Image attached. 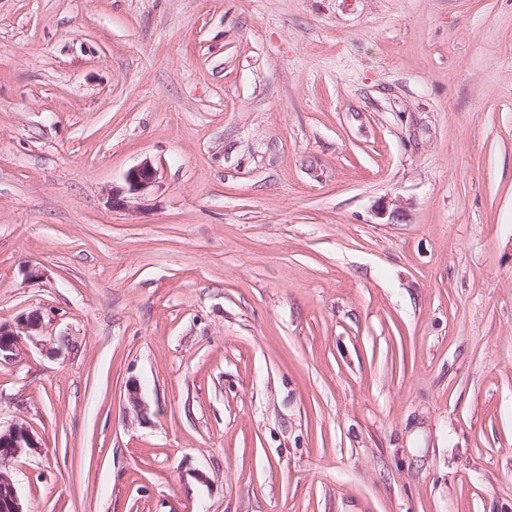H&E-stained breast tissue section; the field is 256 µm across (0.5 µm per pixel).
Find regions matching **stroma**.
<instances>
[{
	"instance_id": "stroma-1",
	"label": "stroma",
	"mask_w": 512,
	"mask_h": 512,
	"mask_svg": "<svg viewBox=\"0 0 512 512\" xmlns=\"http://www.w3.org/2000/svg\"><path fill=\"white\" fill-rule=\"evenodd\" d=\"M34 313L29 512H512V0H0ZM126 181L130 192H145L156 184L157 170L150 160H145L128 171Z\"/></svg>"
}]
</instances>
